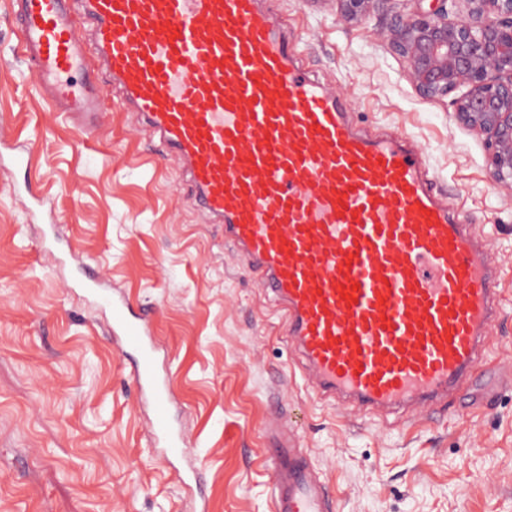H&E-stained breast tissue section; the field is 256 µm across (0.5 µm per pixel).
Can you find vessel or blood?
<instances>
[{"mask_svg":"<svg viewBox=\"0 0 512 512\" xmlns=\"http://www.w3.org/2000/svg\"><path fill=\"white\" fill-rule=\"evenodd\" d=\"M43 98L81 131L110 97L181 162L204 213L280 305L319 398L366 412L454 406L488 360L500 314L488 237L460 223L419 148L370 136L305 66L276 0H12ZM111 308L117 351L165 459L186 458L150 315ZM273 512H333L315 467L283 436Z\"/></svg>","mask_w":512,"mask_h":512,"instance_id":"b4317fda","label":"vessel or blood"}]
</instances>
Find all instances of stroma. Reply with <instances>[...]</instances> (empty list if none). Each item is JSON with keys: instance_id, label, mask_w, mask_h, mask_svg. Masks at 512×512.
I'll use <instances>...</instances> for the list:
<instances>
[{"instance_id": "1", "label": "stroma", "mask_w": 512, "mask_h": 512, "mask_svg": "<svg viewBox=\"0 0 512 512\" xmlns=\"http://www.w3.org/2000/svg\"><path fill=\"white\" fill-rule=\"evenodd\" d=\"M278 3L353 122L413 141L453 207L489 225L502 344L453 412L381 418L320 401L272 294L205 222L175 160L119 106L90 136L51 109L0 0V138L31 148L27 169L0 166V512H273L263 426L275 409L337 512H512V387L480 398L512 374V189L488 179L484 140L450 99L415 92L376 18L347 28L334 0ZM23 179L50 199L63 248L152 314L191 460L161 458L110 310L42 252V227L13 191Z\"/></svg>"}]
</instances>
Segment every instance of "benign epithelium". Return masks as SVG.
Instances as JSON below:
<instances>
[{
  "label": "benign epithelium",
  "mask_w": 512,
  "mask_h": 512,
  "mask_svg": "<svg viewBox=\"0 0 512 512\" xmlns=\"http://www.w3.org/2000/svg\"><path fill=\"white\" fill-rule=\"evenodd\" d=\"M393 2L336 0L337 18L353 26L380 16L420 95L459 92L454 115L485 136L489 180L512 187V0H430L411 15Z\"/></svg>",
  "instance_id": "7a95c632"
}]
</instances>
